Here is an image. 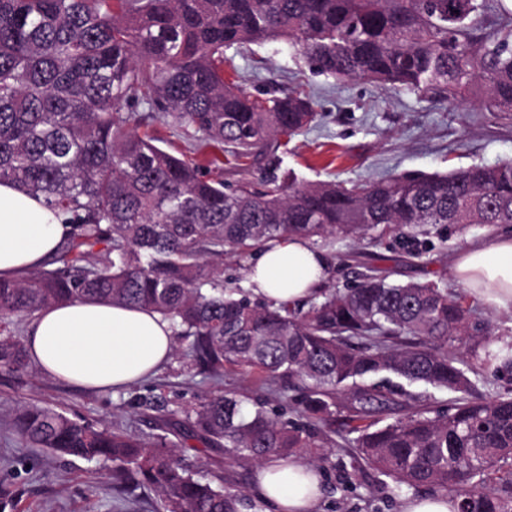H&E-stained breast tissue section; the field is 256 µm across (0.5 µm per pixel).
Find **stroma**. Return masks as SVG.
<instances>
[{
	"mask_svg": "<svg viewBox=\"0 0 512 512\" xmlns=\"http://www.w3.org/2000/svg\"><path fill=\"white\" fill-rule=\"evenodd\" d=\"M226 58L243 78V88L258 97L287 96L297 84L312 93L318 118L293 137L275 157L245 167L224 164L211 175L235 183L260 184L269 174L297 181L375 180L389 175L445 173L473 164L512 158V123H503L469 101L447 110L428 99L366 79L337 80L316 73L300 52L279 41L229 49ZM446 248L421 259L406 250L367 243L339 242L326 249L330 278L336 286L353 284L365 268L391 270L400 282L441 280L461 290L453 272L458 250L467 242L489 237L473 224L458 230L441 227ZM211 388L196 373L187 344L175 342L171 359L148 379L117 392L80 389L30 369L19 381L0 377V512H149L142 491L128 494L112 488V465L20 447L10 420L20 403L42 405L94 424L121 425L151 435L147 418L135 404L159 400L165 409L194 406ZM347 451L335 448L319 468L322 497L318 512H402L405 496L390 479L368 469L349 476L339 465Z\"/></svg>",
	"mask_w": 512,
	"mask_h": 512,
	"instance_id": "35a3bbf8",
	"label": "stroma"
}]
</instances>
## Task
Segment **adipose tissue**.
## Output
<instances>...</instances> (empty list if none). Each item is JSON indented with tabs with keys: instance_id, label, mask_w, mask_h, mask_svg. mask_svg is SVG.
Returning <instances> with one entry per match:
<instances>
[{
	"instance_id": "adipose-tissue-1",
	"label": "adipose tissue",
	"mask_w": 512,
	"mask_h": 512,
	"mask_svg": "<svg viewBox=\"0 0 512 512\" xmlns=\"http://www.w3.org/2000/svg\"><path fill=\"white\" fill-rule=\"evenodd\" d=\"M72 231L64 215L44 208L13 184H0V278H17L46 263ZM326 256L306 239L270 241L250 268L256 294L301 302L327 278ZM459 282L493 309H512V235L472 243L454 265ZM33 363L46 376L103 391L145 379L173 353L168 319L143 309L93 302L51 306L26 336ZM255 489L273 512H316V468L273 458L260 466Z\"/></svg>"
}]
</instances>
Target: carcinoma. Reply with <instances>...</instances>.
Returning a JSON list of instances; mask_svg holds the SVG:
<instances>
[{
	"instance_id": "cac0c4a2",
	"label": "carcinoma",
	"mask_w": 512,
	"mask_h": 512,
	"mask_svg": "<svg viewBox=\"0 0 512 512\" xmlns=\"http://www.w3.org/2000/svg\"><path fill=\"white\" fill-rule=\"evenodd\" d=\"M503 0H0V183L69 217L53 259L0 279V319L78 300L156 312L189 340L215 381L192 409L156 417L141 438L36 404L11 430L33 448L112 463V485L157 496L152 512H240L224 461L198 475L183 448L238 459L314 464L350 448V466L428 488L458 512H512V394L475 395V379L512 373V336L477 333V306L441 280L401 283L372 267L344 288L325 282L303 304L224 287V258L274 238L315 246L386 238L420 258L439 225L512 224V158L447 174L298 184L269 175L232 188L137 134L152 119L235 160L265 156L277 135L316 117L309 94L260 100L224 79V52L284 41L319 73L370 79L452 108L475 96L512 121V11ZM258 374L270 394L295 391L297 419L220 387L224 368ZM22 335H0V375L20 379ZM455 394L445 408L390 376ZM352 424L336 431V414Z\"/></svg>"
}]
</instances>
